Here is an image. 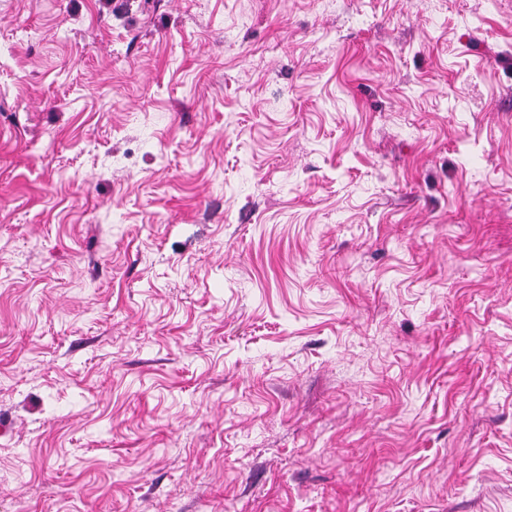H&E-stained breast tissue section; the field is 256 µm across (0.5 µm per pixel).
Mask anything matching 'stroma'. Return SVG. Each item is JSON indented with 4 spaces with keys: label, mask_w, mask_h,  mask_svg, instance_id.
I'll list each match as a JSON object with an SVG mask.
<instances>
[{
    "label": "stroma",
    "mask_w": 512,
    "mask_h": 512,
    "mask_svg": "<svg viewBox=\"0 0 512 512\" xmlns=\"http://www.w3.org/2000/svg\"><path fill=\"white\" fill-rule=\"evenodd\" d=\"M0 512H512V0H0Z\"/></svg>",
    "instance_id": "obj_1"
}]
</instances>
